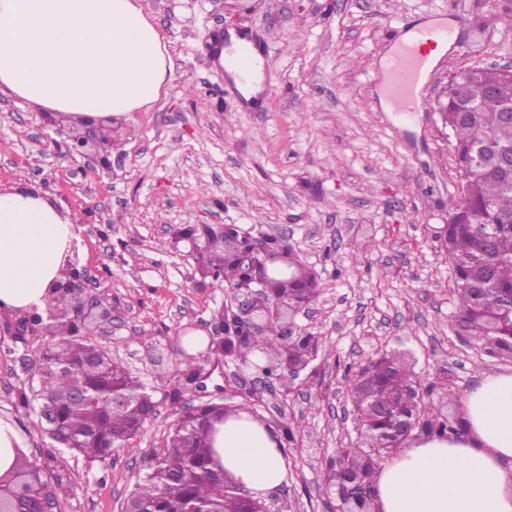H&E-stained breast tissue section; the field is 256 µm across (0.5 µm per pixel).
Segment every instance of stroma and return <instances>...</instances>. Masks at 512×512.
<instances>
[{
	"label": "stroma",
	"mask_w": 512,
	"mask_h": 512,
	"mask_svg": "<svg viewBox=\"0 0 512 512\" xmlns=\"http://www.w3.org/2000/svg\"><path fill=\"white\" fill-rule=\"evenodd\" d=\"M168 43L174 79L149 111L112 136L109 165L56 146L68 125L0 93V188L18 178L41 190L75 227L73 256L93 293L112 308L109 332L90 338L153 388L156 414L132 448L88 463L50 441L31 388L46 335L0 333V418L11 422L28 460L71 473L56 487L62 512H122L177 411L198 399L179 377L181 339L210 332L231 293L198 273L179 228L235 224L251 236H285L319 279L315 300L295 317L316 348L289 387L264 394L257 414L274 431L293 428L287 484L270 512H337L326 482L338 449L354 446L347 367L392 349L410 351L423 381L449 377L462 394L484 371H512L461 333L448 256V215L462 198L454 137L431 104L448 77L472 66H512V22L496 0H138ZM462 16L427 96L428 109L384 111L373 81L402 17ZM249 29L272 50L275 73L252 112L224 92L213 61L218 32ZM251 367L228 359L207 381L216 402L249 404Z\"/></svg>",
	"instance_id": "stroma-1"
}]
</instances>
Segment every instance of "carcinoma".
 I'll list each match as a JSON object with an SVG mask.
<instances>
[{
    "label": "carcinoma",
    "instance_id": "1",
    "mask_svg": "<svg viewBox=\"0 0 512 512\" xmlns=\"http://www.w3.org/2000/svg\"><path fill=\"white\" fill-rule=\"evenodd\" d=\"M447 106L445 122L454 136L455 161L462 180L463 199L454 219L446 224L443 244L453 268L457 300L456 324L477 341L498 347L512 342V174L492 169L485 160L494 148L512 152V124L500 112L512 107V74L497 68L474 66L448 80L441 98ZM202 270L232 280L236 270L225 265L222 254L201 255ZM301 264L291 267L298 277L288 289V304L298 306L319 293L314 275H299ZM51 340L39 367V400L49 402L54 428L62 436L48 435L53 456L59 446L104 462L112 447L133 440L145 423L144 407L152 400L147 387L119 362L111 350L84 336V330L65 315L42 322ZM224 349L220 342L205 354L192 357L179 375L190 374ZM262 351L278 366L283 352L299 359L303 344L292 343L273 319L264 335L241 348ZM427 397L453 396L448 378L423 383L401 352L386 353L354 371L348 397L357 421L358 445L339 450V469L333 482L349 479L373 484L385 456L397 446L393 424L383 422L372 405L376 393L398 397L405 416L414 415L417 392ZM123 397L112 404V395ZM230 410L204 403L193 413H182L173 423L165 446L150 454L149 472L126 500L130 512H264L265 505L242 495L217 465L212 440L213 423L224 421Z\"/></svg>",
    "mask_w": 512,
    "mask_h": 512
}]
</instances>
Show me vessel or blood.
I'll use <instances>...</instances> for the list:
<instances>
[{
	"label": "vessel or blood",
	"mask_w": 512,
	"mask_h": 512,
	"mask_svg": "<svg viewBox=\"0 0 512 512\" xmlns=\"http://www.w3.org/2000/svg\"><path fill=\"white\" fill-rule=\"evenodd\" d=\"M422 36V43L407 41L409 32ZM456 26L428 20L416 26L410 19L399 20L390 29L389 52L378 74L397 111L419 112L424 108L417 93L434 82L448 51L456 49ZM224 89L235 100H242L245 88L267 84L271 78V51L265 41L249 32L236 39H225Z\"/></svg>",
	"instance_id": "vessel-or-blood-1"
}]
</instances>
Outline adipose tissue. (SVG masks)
Listing matches in <instances>:
<instances>
[{
  "mask_svg": "<svg viewBox=\"0 0 512 512\" xmlns=\"http://www.w3.org/2000/svg\"><path fill=\"white\" fill-rule=\"evenodd\" d=\"M174 63L134 0H0V92L72 117H122L156 102ZM74 236L47 199L0 192V308L44 307ZM461 436L421 437L383 463L376 512H512V372L481 373L461 399ZM215 446L225 472L262 501L287 484L275 431L245 410Z\"/></svg>",
  "mask_w": 512,
  "mask_h": 512,
  "instance_id": "adipose-tissue-1",
  "label": "adipose tissue"
}]
</instances>
